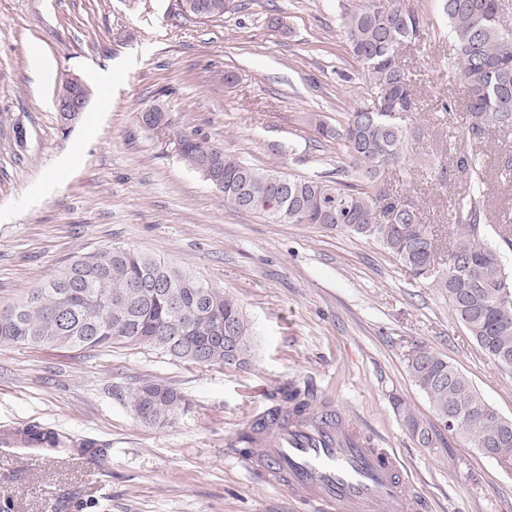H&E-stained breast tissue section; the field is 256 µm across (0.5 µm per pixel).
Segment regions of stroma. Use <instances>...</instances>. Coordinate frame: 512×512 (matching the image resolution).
<instances>
[{"label": "stroma", "instance_id": "stroma-1", "mask_svg": "<svg viewBox=\"0 0 512 512\" xmlns=\"http://www.w3.org/2000/svg\"><path fill=\"white\" fill-rule=\"evenodd\" d=\"M425 33L404 63L418 90L415 169L387 174L418 196L425 223L445 234L466 179L430 177L449 160L463 103L448 78L452 42L440 0H401ZM286 15L290 36L268 28ZM49 69L34 79L41 64ZM93 94L62 132L52 100L64 74ZM376 89L341 35L337 0H231L224 16H181L177 0H0V301L24 297L80 252L124 246L204 276L234 295L256 336L246 365L196 366L127 346L59 351L0 346V430L28 424L109 444L106 462L75 452L0 447V506L11 512H302L288 488L261 480L236 442L280 388L330 400L395 452L410 492L429 512H512V472L458 439L418 447L395 414L403 398L434 422L405 355L423 342L456 363L485 400L512 417V369L490 359L453 320L448 302L413 279L376 241L312 224H272L225 205L138 112L164 97L175 127L197 130L261 168L335 173V144L312 146L309 114L335 121ZM26 139L17 143L16 127ZM512 134L482 147L488 237L512 215V183L498 155ZM163 383L190 410L168 428L130 414L124 396Z\"/></svg>", "mask_w": 512, "mask_h": 512}]
</instances>
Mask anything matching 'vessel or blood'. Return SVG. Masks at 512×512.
<instances>
[{
  "instance_id": "obj_1",
  "label": "vessel or blood",
  "mask_w": 512,
  "mask_h": 512,
  "mask_svg": "<svg viewBox=\"0 0 512 512\" xmlns=\"http://www.w3.org/2000/svg\"><path fill=\"white\" fill-rule=\"evenodd\" d=\"M268 485L288 486L309 512H411L412 498L396 455L376 447L354 426L337 423L335 409L320 420L290 413L255 433Z\"/></svg>"
}]
</instances>
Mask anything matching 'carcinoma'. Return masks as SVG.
Masks as SVG:
<instances>
[{
	"mask_svg": "<svg viewBox=\"0 0 512 512\" xmlns=\"http://www.w3.org/2000/svg\"><path fill=\"white\" fill-rule=\"evenodd\" d=\"M198 19L221 17L229 0H205ZM454 42L452 78L466 93L465 117L456 129L452 165L432 167L440 185L456 173L468 190L449 210L448 240L442 242L423 222L422 205L383 183L387 172L410 168L409 146L431 136L412 119L415 79L402 50L418 41L424 21L402 9L400 0H343L341 32L352 56L376 88L331 124L311 117L316 137L336 142L349 163L336 177L298 178L276 169L253 167L224 152L197 130L174 127L158 103L159 134L178 144L176 152L223 194L224 202L264 215L274 224H319L327 229L373 239L410 274L448 300L452 317L482 351L505 358L512 368V306L497 294L512 290V271L487 237L484 164L477 149L493 135L512 132V28L500 0H441ZM252 323L238 299L201 276L157 256L121 246L74 255L20 301L0 303V346H44L65 350H108L117 345L148 348L190 364H243L250 356ZM407 372L427 397L437 420L453 409L464 417L455 436L478 448L506 455L512 469V442L497 443L491 419L500 412L488 404L471 380L447 356L414 344L405 357ZM132 415L149 427L173 425L188 411L175 389L144 382L125 395ZM310 391L288 387L271 408L300 412L312 404ZM394 408L412 439L422 448L444 443L441 431L420 420L397 399ZM40 452L79 447L94 458L107 449L79 445L62 431L29 425L20 431Z\"/></svg>",
	"mask_w": 512,
	"mask_h": 512,
	"instance_id": "carcinoma-1",
	"label": "carcinoma"
}]
</instances>
